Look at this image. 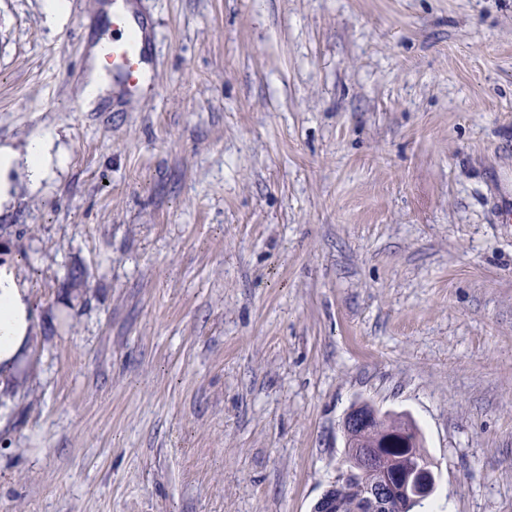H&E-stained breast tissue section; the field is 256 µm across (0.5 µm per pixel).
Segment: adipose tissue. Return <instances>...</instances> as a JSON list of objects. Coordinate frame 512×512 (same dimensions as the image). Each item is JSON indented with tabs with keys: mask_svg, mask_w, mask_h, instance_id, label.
<instances>
[{
	"mask_svg": "<svg viewBox=\"0 0 512 512\" xmlns=\"http://www.w3.org/2000/svg\"><path fill=\"white\" fill-rule=\"evenodd\" d=\"M105 67L104 45L99 42L90 50V65L81 85L78 104L83 111H94L105 97ZM54 145L53 134L47 132L30 140L21 154L0 147V204L11 196L7 175L17 165H24L29 180L36 185L62 164ZM29 310L26 290L18 287L7 268L0 267V370L4 373L13 372L20 363L30 327Z\"/></svg>",
	"mask_w": 512,
	"mask_h": 512,
	"instance_id": "ef3b65f1",
	"label": "adipose tissue"
}]
</instances>
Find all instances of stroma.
I'll return each instance as SVG.
<instances>
[{
  "label": "stroma",
  "instance_id": "stroma-1",
  "mask_svg": "<svg viewBox=\"0 0 512 512\" xmlns=\"http://www.w3.org/2000/svg\"><path fill=\"white\" fill-rule=\"evenodd\" d=\"M107 0H0V512H311L359 401L418 512H512V0H135L148 88L81 111ZM54 145V135L46 132L30 140L22 155L9 148L0 147V206L11 196V184L7 174L19 162L24 165L28 178L34 185L44 180L55 166L62 165L63 158L53 151ZM25 288H19L11 272L0 267V371L13 372L20 364L30 320Z\"/></svg>",
  "mask_w": 512,
  "mask_h": 512
}]
</instances>
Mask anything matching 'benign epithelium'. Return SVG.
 Here are the masks:
<instances>
[{
	"label": "benign epithelium",
	"instance_id": "1",
	"mask_svg": "<svg viewBox=\"0 0 512 512\" xmlns=\"http://www.w3.org/2000/svg\"><path fill=\"white\" fill-rule=\"evenodd\" d=\"M385 413L368 403L353 405L342 421L346 440L340 460L339 478L350 479L362 490L363 507L368 512H382L387 501L396 496L410 510L429 499L437 486V475L431 462L418 456L415 449L423 446L420 430L411 421L372 434ZM398 452L411 459L407 468L389 470L385 466L388 453Z\"/></svg>",
	"mask_w": 512,
	"mask_h": 512
}]
</instances>
